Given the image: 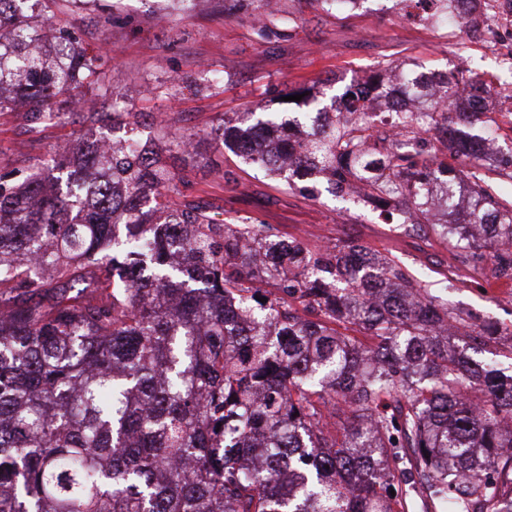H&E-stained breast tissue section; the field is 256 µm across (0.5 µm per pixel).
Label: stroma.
<instances>
[{
	"mask_svg": "<svg viewBox=\"0 0 512 512\" xmlns=\"http://www.w3.org/2000/svg\"><path fill=\"white\" fill-rule=\"evenodd\" d=\"M289 23L280 34L260 37L253 11L224 0H207L184 13L164 0H118L113 23L94 14L72 15L68 0H52L50 12L75 20L86 47L107 50L112 77L137 134L153 140L156 119L168 113L172 126L193 133L189 151L164 153L184 183L172 202L204 204L217 221L248 215L280 234L317 250L352 240L401 261L429 291L469 315L510 328L493 350L499 368L512 374V280L467 274L458 250L438 235L434 224L404 229L381 221L361 200L327 192L317 179L285 182L242 164L215 143L210 131L219 117L237 112L277 111V94L304 83L326 95L342 93L379 65L422 64L433 71L470 68L493 79L491 99L512 95V67L487 43L469 41L461 30L444 31L403 23L396 0H357L320 8L311 0H273ZM180 80L175 99H148L149 88ZM89 123L45 124L28 131L22 118L0 112V174L23 168L87 134ZM467 274L458 282L459 274Z\"/></svg>",
	"mask_w": 512,
	"mask_h": 512,
	"instance_id": "35a3bbf8",
	"label": "stroma"
}]
</instances>
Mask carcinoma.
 <instances>
[{"label": "carcinoma", "instance_id": "carcinoma-1", "mask_svg": "<svg viewBox=\"0 0 512 512\" xmlns=\"http://www.w3.org/2000/svg\"><path fill=\"white\" fill-rule=\"evenodd\" d=\"M45 0H0V112L67 124L91 93L119 96L69 21ZM68 45L60 55L56 44ZM418 93L469 81L467 111L433 108L383 152L375 127L319 124L297 167L331 191L367 178L370 199L422 224L418 168L462 154L457 121L495 122L492 80L469 69H404ZM113 116L19 185L0 176V512H407L413 500L459 512H512V374L483 356L498 325L471 326L399 261L349 241L313 251L250 217L216 222L148 144L112 146ZM254 154L224 119L211 132L283 178L284 112L258 118ZM160 139L193 135L167 120ZM472 155L445 171L472 206L441 225L464 263L512 279V195ZM355 335L339 331V327Z\"/></svg>", "mask_w": 512, "mask_h": 512}]
</instances>
